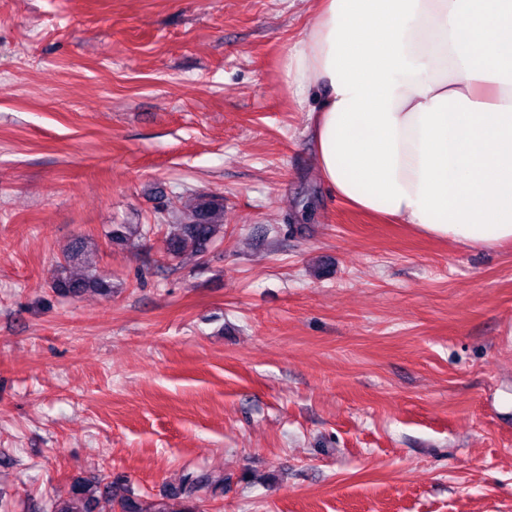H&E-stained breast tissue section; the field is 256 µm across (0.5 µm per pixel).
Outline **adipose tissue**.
Instances as JSON below:
<instances>
[{
  "label": "adipose tissue",
  "mask_w": 512,
  "mask_h": 512,
  "mask_svg": "<svg viewBox=\"0 0 512 512\" xmlns=\"http://www.w3.org/2000/svg\"><path fill=\"white\" fill-rule=\"evenodd\" d=\"M286 78L322 181L461 247L512 245V0H317Z\"/></svg>",
  "instance_id": "1"
}]
</instances>
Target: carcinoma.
Segmentation results:
<instances>
[{
	"label": "carcinoma",
	"instance_id": "cac0c4a2",
	"mask_svg": "<svg viewBox=\"0 0 512 512\" xmlns=\"http://www.w3.org/2000/svg\"><path fill=\"white\" fill-rule=\"evenodd\" d=\"M224 228V198L210 196L196 203L191 219L177 226V231L166 238V250L172 256L189 248L196 254H203L217 240ZM146 232L142 224H114L108 237L114 243H122L133 236ZM53 288L61 295H77L88 290L103 295L112 292V285L88 269L81 276H74L61 268L53 280ZM183 495L194 498L200 492H214L224 487V477L211 474L185 475L182 481ZM112 498L111 486L101 478L78 480L67 496L60 497L52 504L51 512H97L103 499Z\"/></svg>",
	"mask_w": 512,
	"mask_h": 512
}]
</instances>
